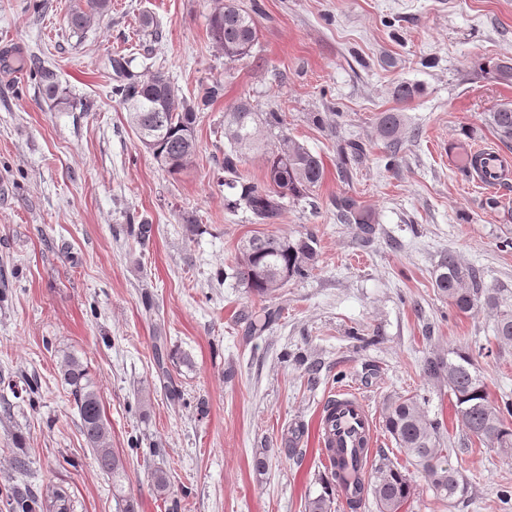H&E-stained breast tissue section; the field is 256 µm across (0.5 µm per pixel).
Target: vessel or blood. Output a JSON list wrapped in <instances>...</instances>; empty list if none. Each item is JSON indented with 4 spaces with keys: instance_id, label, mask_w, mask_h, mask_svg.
<instances>
[{
    "instance_id": "b4317fda",
    "label": "vessel or blood",
    "mask_w": 512,
    "mask_h": 512,
    "mask_svg": "<svg viewBox=\"0 0 512 512\" xmlns=\"http://www.w3.org/2000/svg\"><path fill=\"white\" fill-rule=\"evenodd\" d=\"M376 424L366 401L356 393L332 397L319 421V445L340 475L342 493L365 481L372 460Z\"/></svg>"
}]
</instances>
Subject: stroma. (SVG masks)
Segmentation results:
<instances>
[{"label":"stroma","mask_w":512,"mask_h":512,"mask_svg":"<svg viewBox=\"0 0 512 512\" xmlns=\"http://www.w3.org/2000/svg\"><path fill=\"white\" fill-rule=\"evenodd\" d=\"M72 3L0 0V490L117 512L61 375L67 352L96 383L139 512H305L331 479L319 416L349 388L375 419L386 401L416 395L443 425L465 485L453 504L377 430L378 448L414 481L402 512H512L501 496L512 455L473 436L446 381L421 370L428 355L465 345L490 400L512 399V344L493 336L499 309L462 313L435 288L452 254L480 269L485 288L512 293V181L479 188L446 149L482 146L512 163V139L490 121L512 106V81L491 70L512 63V0H237L262 11L257 45L232 61L209 33L214 0H112L80 31L65 22ZM146 15L155 32L143 30ZM117 55L135 73L166 72L188 99L222 86L200 114L187 171L162 170L129 126L111 92ZM35 56L74 107L39 93L27 70ZM402 82L416 90L406 101L394 95ZM242 99L281 113L284 132L324 164L320 186L275 224L227 211L217 181L224 114ZM385 112L401 115L394 152L379 133ZM349 141L362 152L344 179L338 150ZM344 194L373 215L372 237L338 219ZM144 222L152 234L141 244ZM257 233L314 235L315 269L272 295L247 292L233 273ZM159 341L177 355L164 378Z\"/></svg>","instance_id":"stroma-1"}]
</instances>
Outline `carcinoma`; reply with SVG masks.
<instances>
[{
    "mask_svg": "<svg viewBox=\"0 0 512 512\" xmlns=\"http://www.w3.org/2000/svg\"><path fill=\"white\" fill-rule=\"evenodd\" d=\"M108 9L109 0H76L67 23L72 29L81 30L91 16ZM209 26L214 44L230 60L250 55L257 43L256 21L236 0H215ZM129 64L124 57L110 60L116 76L112 94L124 105L138 138L151 140L150 153L160 168L178 174L192 163L200 112L220 95L221 85L211 86L199 100H188L177 94L164 73L158 71L144 77L131 71ZM29 70L47 99L65 101L54 68L34 57ZM490 120L501 136L512 137V107L498 108L491 113ZM400 126L401 118L396 112H386L379 118V131L391 146L397 143ZM264 128L276 133V142L270 147L263 142ZM224 139L229 149L224 151L222 171L224 186L230 190L224 196V208L246 209L259 224L277 223L286 199L308 197L324 178L320 157L283 132L281 115L277 112H268L261 118L248 102L233 104L224 114ZM258 152L265 168V182L261 185L245 179L239 172L244 159ZM336 211L343 223L357 224L365 234H373L370 216L353 197L336 198ZM317 257L316 239L311 235L291 240L285 236L256 234L242 242L235 275L249 292L267 296L291 279L307 274L315 267ZM435 287L438 295L462 313L472 311L481 302L494 306L504 302L499 293L483 287L475 270L460 265L451 254L438 264ZM494 337L502 343H512V313L496 322ZM422 373L427 380L447 381L455 411L472 435L496 445L506 455L512 454V402L506 400L496 405L490 401L487 387L477 374L473 352L456 347L448 350L446 357L428 356L423 361ZM61 374L69 386L81 432L96 463L112 478V497L119 512H138V501L125 492L123 461L109 446L110 431L88 367L79 358L66 355ZM384 425L398 450L422 470L435 497L452 501L464 492L460 472L449 461V449L441 447L442 423L429 418L416 397H400L386 403ZM358 491L372 496L376 512H401L414 494V487L409 477L383 453L372 469L370 482L359 486ZM333 503V493L327 491L308 500L305 512H332ZM6 505L9 512H36L42 507L30 490L8 495Z\"/></svg>",
    "mask_w": 512,
    "mask_h": 512,
    "instance_id": "obj_1",
    "label": "carcinoma"
}]
</instances>
